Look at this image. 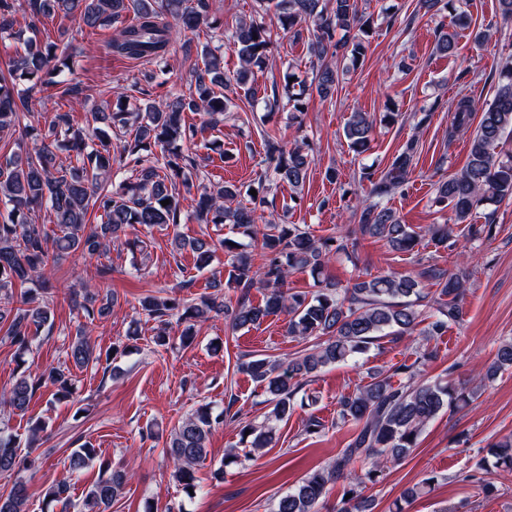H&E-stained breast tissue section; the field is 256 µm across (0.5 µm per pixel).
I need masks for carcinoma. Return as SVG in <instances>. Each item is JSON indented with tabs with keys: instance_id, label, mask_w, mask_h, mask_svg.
I'll use <instances>...</instances> for the list:
<instances>
[{
	"instance_id": "obj_1",
	"label": "carcinoma",
	"mask_w": 512,
	"mask_h": 512,
	"mask_svg": "<svg viewBox=\"0 0 512 512\" xmlns=\"http://www.w3.org/2000/svg\"><path fill=\"white\" fill-rule=\"evenodd\" d=\"M29 25L41 17L62 15L77 18L92 29L111 27L131 12L136 22L121 27L111 42L112 49L123 56L148 62L163 58L171 40L183 32L224 29L215 0H25ZM457 0H421L426 11L448 10L455 25L468 26V16L457 11ZM254 12L260 19L240 21L231 32L241 68L232 80L224 76L220 54L207 50L203 65H194L195 90L185 95L148 98L134 110L126 106L121 93L113 95L112 111L95 112L93 120L104 127L96 128L100 144L88 142L86 130L72 123L71 114L58 112L40 131L25 123L32 94L50 88L63 90L80 106L88 98L85 89L64 84L61 76L70 67L67 48L55 42L27 39L22 50L8 60L7 70L0 73V132L19 130L41 139L32 152L0 154V297L9 299L13 289L27 283V297L20 307H0V332L3 339L23 354L32 347L38 333L50 320L49 299L36 294H51L44 273L51 261L72 252L101 256L111 244L121 241L130 253L142 251L143 240L128 236L127 229L137 225L162 230L181 223V190H191L198 167L193 156L183 152V145L194 141L198 129L186 123L185 113L202 112L206 124L215 127L224 122L229 110V94L240 88L253 96L249 84L255 72L265 69L271 53L277 48L274 30L293 35L307 29L308 49L313 61V77L300 79L292 67L283 71L273 83L272 100L288 109L296 119L313 95L331 96L339 80L335 59L347 69H356L366 58L370 45L371 17L359 9L358 0H255ZM17 13L16 0H0V32L13 29ZM457 33L440 32L437 51L454 54ZM481 113L476 127L473 117ZM375 119L365 112H354L344 126L350 148L358 154L368 150ZM452 132L469 136L466 164L457 172L435 184L433 204L451 208L457 224L466 222L480 206L512 199V156L504 153L503 136L512 133V64H505L497 74V85L491 101L481 104L469 97L460 98L453 108ZM132 132L123 145V154L134 166L136 175L110 182L112 154L108 131ZM267 169L259 176L257 195L248 203L237 201L240 191L233 185L220 183L202 186L195 202L199 223L230 224L243 230L253 247L241 243L228 244L196 238L186 242L177 235L174 246L181 250L190 246L198 267L209 265L217 248L224 249L230 266L226 281L213 280L212 288H262L264 303L254 306L244 300L229 312L237 328L253 326L270 315L288 316V335L301 341L315 339L299 355L282 363L269 356H253L238 364L237 370L264 387L270 410L259 423L237 421L231 407L216 415L210 404L199 405L177 423L166 440V455L174 467L173 478L184 489L199 488L196 466L207 458L208 443L214 424L220 419L238 422L239 445L244 456L271 446L278 423L288 421L296 408L305 405L308 396L301 390L310 378L332 364H347L367 352L371 346L389 336L394 329L405 334L430 338L440 336L451 324L462 320L461 302L466 294L468 275L461 268L456 273L420 256L422 235L401 222L385 203L414 170L416 145L411 141L393 158L390 168L379 179L363 173L371 184L370 195L354 199L349 205L357 218L360 236L347 231L331 240L316 239L297 224H258L268 201L263 182L269 177L288 182L294 189L303 187L311 163L309 143L286 148L277 138L264 139ZM64 147L73 162L59 161L56 148ZM160 155L153 154L154 149ZM170 200L166 206L162 201ZM53 214L56 231L48 236L45 225L34 216L41 210ZM102 212L103 222L89 223L91 210ZM436 247H448L452 228L448 224L432 225L426 230ZM376 237L396 252L416 258L419 270L414 273H389L371 276L361 274L344 288L318 281L313 291L288 287V275L308 271L319 275L338 255L358 264L359 237ZM437 287L436 308L428 318L416 308L425 297L428 286ZM72 307L88 320L104 316L114 304L112 294H101L98 285L83 282L82 288L69 293ZM140 313L156 323L153 343L168 348L173 344L171 319L183 326L179 344L191 345L197 335L196 325L207 315L224 313V298L202 294L194 298L161 297L148 294L138 300ZM67 357L77 368L95 366L101 352L86 327H80L68 345ZM429 355L423 353L413 363L394 364L386 370H375L367 385L338 402L336 426L356 425L347 448L334 462L307 473L292 490L281 495L272 512H320L327 486L344 484L341 506L336 512H365L362 490L376 484L388 464L398 462L417 446L426 426L446 407L466 403L478 388L466 390L451 381L421 380L422 366ZM512 368V339L498 346L494 362L480 381H491L501 371ZM55 389L56 398H70L73 378L68 366H52L35 374L24 373L9 392L0 399L10 413L24 414L34 392L41 387ZM19 442L5 426H0V471H28L38 468L40 458L18 452ZM230 450L224 459L229 465L242 456ZM98 458L96 448L85 443L73 449L63 466L70 473H80L93 466ZM477 469L512 470V437L490 446L487 455L476 462ZM128 472L100 461L98 476L81 501L71 500V485L62 480L50 485L44 493L49 502H58L74 512H108L121 494ZM425 484H416L394 502L393 512H405L403 504L423 493ZM27 488L17 482L0 495V512H26Z\"/></svg>"
}]
</instances>
